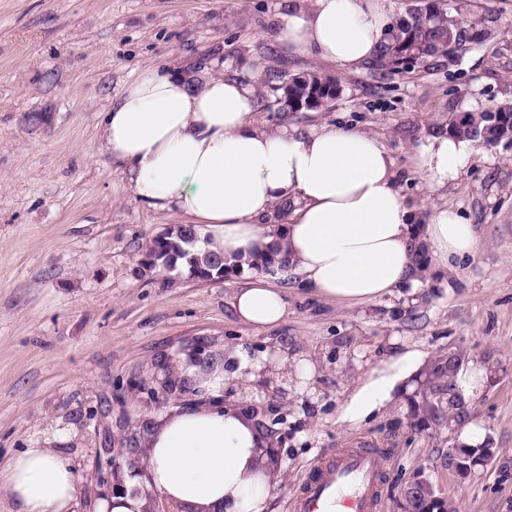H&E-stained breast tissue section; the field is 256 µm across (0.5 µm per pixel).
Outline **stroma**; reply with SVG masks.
<instances>
[{"instance_id":"stroma-1","label":"stroma","mask_w":512,"mask_h":512,"mask_svg":"<svg viewBox=\"0 0 512 512\" xmlns=\"http://www.w3.org/2000/svg\"><path fill=\"white\" fill-rule=\"evenodd\" d=\"M445 2L477 23L480 42L381 74L288 50L289 0H0V468L23 449H56L75 471L74 512H99L114 489L139 492L156 417L199 400L197 374L231 367L240 348L264 366L229 381L220 401L268 443L269 512H291L310 467L351 448L389 451L379 512H399L418 472L464 512H512V142L475 140L439 188L417 171L419 148L451 120L512 103V0ZM154 67L195 85L221 72L250 84L262 128L373 135L416 224L454 210L474 224L476 254L415 292L359 306L285 284L288 312L263 329L235 315L243 272L204 281L143 267L145 243L184 218L141 203L99 134L110 101ZM269 68L318 74L340 93L317 113L281 112L279 91L261 81ZM451 350L486 375L468 423L498 450L463 481L448 468L457 431L409 423L410 396ZM409 352L415 367L390 400L342 421L353 392Z\"/></svg>"}]
</instances>
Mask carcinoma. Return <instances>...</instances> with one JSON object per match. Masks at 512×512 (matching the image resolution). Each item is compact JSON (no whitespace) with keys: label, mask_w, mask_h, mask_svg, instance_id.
<instances>
[{"label":"carcinoma","mask_w":512,"mask_h":512,"mask_svg":"<svg viewBox=\"0 0 512 512\" xmlns=\"http://www.w3.org/2000/svg\"><path fill=\"white\" fill-rule=\"evenodd\" d=\"M481 32L475 24H467L451 15L442 0H428L424 8L415 7L401 15V20L393 24L380 41L372 67L380 72L391 73L409 69L408 61L413 59L420 64L428 58H438L464 51L472 43L479 42ZM262 81L277 83L282 91L279 98L283 112H302V103L317 94L323 98L324 106H329L336 95L323 92L321 77L312 73L300 78L285 71L268 69ZM478 124V134L472 135L470 122L453 121L448 132L457 137L483 139L488 143L505 140V134L512 130V104H503L492 111L481 112L473 117ZM196 240L192 226L182 224L170 241L163 243L153 239L145 247V255L156 259L153 267L171 269L178 260L188 259L192 275L202 279L221 278L229 268L224 257L210 254L203 258L189 256L188 247ZM457 374L453 372L448 357H436L425 372L420 393L410 400L409 420L411 427L422 431L430 425L453 427L467 420L468 403L458 396ZM488 446L484 442L477 447H459L468 459L467 467L481 466L483 451ZM414 512H453L452 503L446 499L425 500L415 498L411 502Z\"/></svg>","instance_id":"1"}]
</instances>
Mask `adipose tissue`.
Wrapping results in <instances>:
<instances>
[{"label":"adipose tissue","instance_id":"obj_1","mask_svg":"<svg viewBox=\"0 0 512 512\" xmlns=\"http://www.w3.org/2000/svg\"><path fill=\"white\" fill-rule=\"evenodd\" d=\"M382 0H315L289 15L285 39L295 51L346 68L372 61L390 26ZM252 89L218 76L197 87L176 74L143 72L103 114L101 150L119 161L136 197L160 212L179 211L196 230L194 251L223 255L244 272L233 308L255 328L278 324L293 280L344 304L375 301L417 285L412 246L422 242L430 270L472 256L478 239L457 212L435 210L421 230L397 184L392 160L371 135L311 126L261 129L250 120ZM471 141L432 137L419 151L430 185L454 180ZM290 205L283 225L265 223L272 204ZM283 259L267 267L271 252ZM410 358L373 376L343 418L356 421L381 404ZM260 434L237 410L199 405L172 410L146 444L143 485L188 512H267L271 470ZM77 479L51 448H26L0 470V487L17 512H69Z\"/></svg>","mask_w":512,"mask_h":512}]
</instances>
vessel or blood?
<instances>
[{"label":"vessel or blood","instance_id":"1","mask_svg":"<svg viewBox=\"0 0 512 512\" xmlns=\"http://www.w3.org/2000/svg\"><path fill=\"white\" fill-rule=\"evenodd\" d=\"M383 453L355 448L331 453L312 468L294 512H378Z\"/></svg>","mask_w":512,"mask_h":512}]
</instances>
